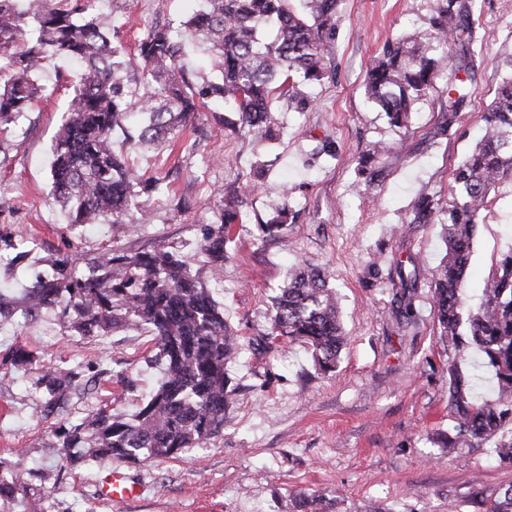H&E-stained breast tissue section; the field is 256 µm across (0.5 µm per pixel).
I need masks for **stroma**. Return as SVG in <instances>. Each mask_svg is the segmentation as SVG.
I'll use <instances>...</instances> for the list:
<instances>
[{"mask_svg":"<svg viewBox=\"0 0 512 512\" xmlns=\"http://www.w3.org/2000/svg\"><path fill=\"white\" fill-rule=\"evenodd\" d=\"M204 0H111L99 15L118 28L128 55L155 23L172 31L201 9ZM434 0H340L336 37L325 63L333 79L313 88L306 112L277 103L285 129L279 139L255 148L212 112H201L160 151L137 152V165L164 178L162 192L143 198L150 223L139 211L127 216L135 229L116 237L109 224H68L51 195L50 162L59 121L79 75L75 64L49 60L41 74L42 99L17 126L0 133V235L21 238L25 267L0 274V295L20 298L34 273L47 272L49 256L91 258L107 249L167 248L206 280L241 344L229 368L237 388L224 429L203 447L175 460L126 464L140 496L122 502L99 499L94 482L112 469L109 460L65 471L49 484L50 512H292L294 493L321 495L319 512H365L376 502L387 512H486L512 484V464L500 462L494 441L450 454L430 437L451 432L449 363L461 360L477 379L481 395H493L479 355L458 357L442 341L431 312L428 281L418 283V322L399 323L394 313L393 263L400 257L436 265L445 252L443 227L411 224L407 218L421 186L447 196L454 168L485 131L495 91L512 59V0H478L474 36L481 55L475 91L455 124L438 134L448 104L455 63L438 73L434 86L407 127L391 126L364 91L366 68L384 44L423 27ZM335 142L334 155L312 158L317 137ZM391 150L366 183L358 160L376 143ZM258 189L243 206L220 281H212L201 250L217 219L224 193ZM296 192L282 197L283 183ZM285 204L296 220L282 236L260 238L258 224ZM142 208V209H143ZM512 249V181L498 183L481 213L466 276L468 306L480 302L483 283L499 257ZM308 265L327 273L340 307L345 336L335 372L315 371L301 344L279 353L265 349L274 296L290 270ZM56 308L30 321L0 322V355L25 345L43 362L82 366L86 375L123 373L108 392L74 400L70 419L108 403L133 415L157 386L162 372L148 362L144 332L119 328L84 338L64 331ZM33 376L20 371L0 383V460L25 467L60 465L56 418L44 417V396Z\"/></svg>","mask_w":512,"mask_h":512,"instance_id":"obj_1","label":"stroma"}]
</instances>
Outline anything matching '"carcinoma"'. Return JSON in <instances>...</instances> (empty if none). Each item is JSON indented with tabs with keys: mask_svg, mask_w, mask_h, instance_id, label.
Returning a JSON list of instances; mask_svg holds the SVG:
<instances>
[{
	"mask_svg": "<svg viewBox=\"0 0 512 512\" xmlns=\"http://www.w3.org/2000/svg\"><path fill=\"white\" fill-rule=\"evenodd\" d=\"M298 2L295 9L290 0H205V8L184 22L187 36L157 24L131 62L117 31L93 15L92 0H31L26 6L0 0V127L17 124L43 96L39 76L48 60L81 64L53 146L55 199L70 224H94L104 217L123 230L127 214L139 207V194L161 185L130 162V151L163 147L173 130L194 124L213 104L237 113L240 128L258 145L278 124L276 101H286L294 112L313 106L306 88L329 77L324 53L336 35L338 0ZM426 25L388 43L366 69L367 97L397 128L407 127L450 50L465 77L448 86L443 129L473 93L477 49L471 0H435ZM189 38L209 45L216 77L194 83L184 72ZM131 65L141 71L140 86L128 76ZM507 178L512 179V72L497 89L482 139L453 170L448 201L424 191L407 220L443 225L446 254L431 271L434 319L443 340L463 354L483 356L496 382L497 396L481 399L462 366H448L455 433L439 444L450 454L512 426V250L491 269L480 307L468 310L464 299L478 217L492 187ZM243 203L238 192L220 200L219 223L202 245L213 272L224 267L225 244ZM287 223L284 207L260 229L274 237ZM50 263L52 275L36 277L18 302L25 316L59 307L66 328L80 336L144 327L155 350L150 360L165 366L163 379L133 417L115 414L107 404L77 423L60 424L57 447L65 461L178 459L220 434L234 402L227 365L239 342L182 256L164 249H111L89 259L84 269L67 256H53ZM395 274L399 317L414 324L419 270L407 273L400 262ZM265 340L270 349L286 340L303 343L319 370H335L343 334L336 293L321 271L304 267L289 277L273 299ZM33 366L40 372L36 385L45 394L46 417L65 414L74 397L121 379L101 371L86 380L81 367L42 364L23 346L0 359V379ZM11 469V482H0V505L23 502L29 512H48L45 483L57 474L20 463ZM487 512H512V485Z\"/></svg>",
	"mask_w": 512,
	"mask_h": 512,
	"instance_id": "obj_1",
	"label": "carcinoma"
}]
</instances>
